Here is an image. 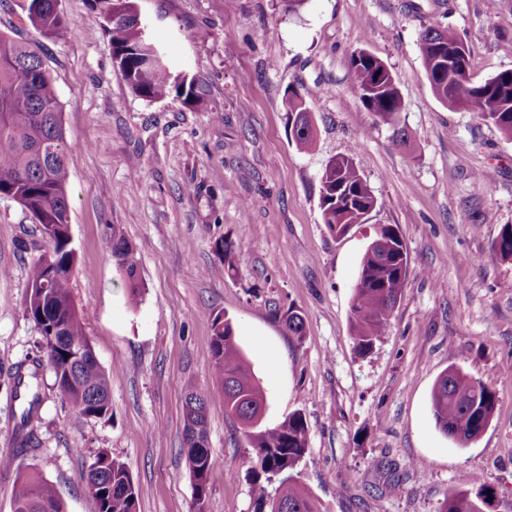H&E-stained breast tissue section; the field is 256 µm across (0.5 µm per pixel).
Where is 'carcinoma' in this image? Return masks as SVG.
I'll return each mask as SVG.
<instances>
[{"instance_id": "carcinoma-1", "label": "carcinoma", "mask_w": 512, "mask_h": 512, "mask_svg": "<svg viewBox=\"0 0 512 512\" xmlns=\"http://www.w3.org/2000/svg\"><path fill=\"white\" fill-rule=\"evenodd\" d=\"M22 9L34 28L45 38H55L64 28L60 0H23ZM101 15L114 10H132L135 0H94ZM112 52L118 60L123 80L138 96L148 100L177 98L186 103L195 95L194 84L172 72L164 53L154 54L131 25L116 26L105 21ZM458 37L437 21L420 35L423 65L435 95L453 108L474 113L493 124L512 139V70H504L480 84L471 81L466 56L453 57ZM355 88L363 106L382 123L396 125L403 101L396 79L387 65L366 50L350 57ZM311 89L300 87L286 101L288 119L301 122L293 130L299 150L309 149L316 129L308 122L306 100ZM59 103L40 56L28 44L0 35V197L20 196L25 206L42 216L44 224H64L70 209L68 157L72 145L67 141ZM57 142L62 154L39 162L31 155L37 142ZM378 199L349 157L327 163L320 179V209L323 224L336 236L345 235L354 225L365 223ZM54 256L48 269L43 255L30 266V291L25 306L28 319L39 335L38 349L55 322L65 328L60 346L46 356L61 396L83 416L103 417L111 409L109 379L97 360L85 332V318L74 305L71 278L76 251L68 233L61 232L46 242ZM493 252L502 260H512V224L503 225ZM112 256L125 271L130 294L140 293L135 248L126 238L112 237ZM407 252L397 231L382 225L375 231L361 261L351 306L353 340L361 353L370 351L384 333L406 285ZM50 288L39 295V283ZM288 332L303 334L304 320L288 310L282 316ZM212 354L213 382L222 394L224 414L237 419L249 446L260 463L254 512H275L281 506L287 512H317L300 484L296 467L308 450L309 427L305 418L294 413L275 427L263 425L265 392L251 372L235 341L229 319L214 318ZM24 365L16 366L13 391L23 400L21 425L37 414L39 396L25 381ZM495 392L481 380L457 369L445 371L437 380L431 396L433 416L438 427L458 446L477 440L490 424L496 408ZM184 435L181 448L190 476L210 472L211 449L199 448L191 441L195 426L208 431L211 399L189 389L185 397ZM83 479L96 500L97 512H137V493L127 465L102 449L86 466ZM274 486L268 494L266 486ZM480 477L460 476L458 488L441 503L438 512H490L495 494ZM12 512H65L64 504L52 483L37 470L30 469L11 492Z\"/></svg>"}]
</instances>
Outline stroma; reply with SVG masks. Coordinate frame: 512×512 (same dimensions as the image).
Segmentation results:
<instances>
[{"mask_svg": "<svg viewBox=\"0 0 512 512\" xmlns=\"http://www.w3.org/2000/svg\"><path fill=\"white\" fill-rule=\"evenodd\" d=\"M171 66L195 82L191 103L131 92L92 0H62L66 30L46 39L21 0H0V33L37 47L75 149L69 157L73 300L111 387V415L62 399L25 315L31 261L44 246L21 205L0 198V512L35 467L66 512H97L82 474L109 450L125 462L137 512H193L181 454L188 388L207 393L212 467L206 512H254L259 464L213 384L212 324L235 340L267 395L265 423L301 413L298 470L318 512H438L462 474L493 486L512 512V261L492 245L512 224V140L449 108L424 70L429 21L464 43L474 81L512 70V0H137ZM382 59L403 99L397 126L377 121L353 85L350 55ZM308 106L316 138L298 150L285 101ZM353 158L378 199L365 223L329 234L320 177ZM407 249L406 288L373 349L356 351L350 306L379 226ZM135 247L142 290L130 297L112 235ZM235 244L227 265L216 245ZM298 311L302 336L281 314ZM37 375V418L21 425L16 365ZM457 367L496 394L481 437L458 447L435 422L431 393ZM30 443L19 448L17 437Z\"/></svg>", "mask_w": 512, "mask_h": 512, "instance_id": "35a3bbf8", "label": "stroma"}]
</instances>
